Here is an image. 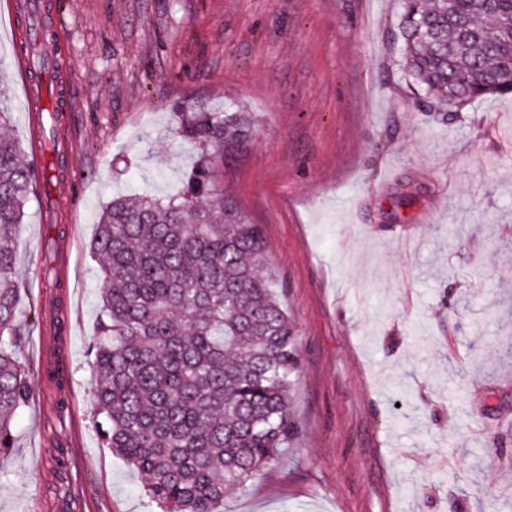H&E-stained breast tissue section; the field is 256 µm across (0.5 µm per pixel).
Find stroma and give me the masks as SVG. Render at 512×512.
<instances>
[{"mask_svg":"<svg viewBox=\"0 0 512 512\" xmlns=\"http://www.w3.org/2000/svg\"><path fill=\"white\" fill-rule=\"evenodd\" d=\"M42 2L65 150L56 223L34 199L17 234L32 394L0 512H160L93 427L89 243L113 196L181 190L200 150L178 107L233 105L252 135L216 186L262 227L300 366L296 435L222 512H512V96L418 107L401 0ZM26 46L0 0L9 133L30 148Z\"/></svg>","mask_w":512,"mask_h":512,"instance_id":"obj_1","label":"stroma"}]
</instances>
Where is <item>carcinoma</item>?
I'll return each instance as SVG.
<instances>
[{
	"label": "carcinoma",
	"mask_w": 512,
	"mask_h": 512,
	"mask_svg": "<svg viewBox=\"0 0 512 512\" xmlns=\"http://www.w3.org/2000/svg\"><path fill=\"white\" fill-rule=\"evenodd\" d=\"M402 71L427 112L512 94V0H404ZM201 153L182 194L116 196L90 249L101 261L93 425L163 512H219L296 428L299 367L262 228L212 202L217 163L247 141L244 112L178 109ZM48 175L0 136V455L32 393L20 334L16 228Z\"/></svg>",
	"instance_id": "carcinoma-1"
}]
</instances>
